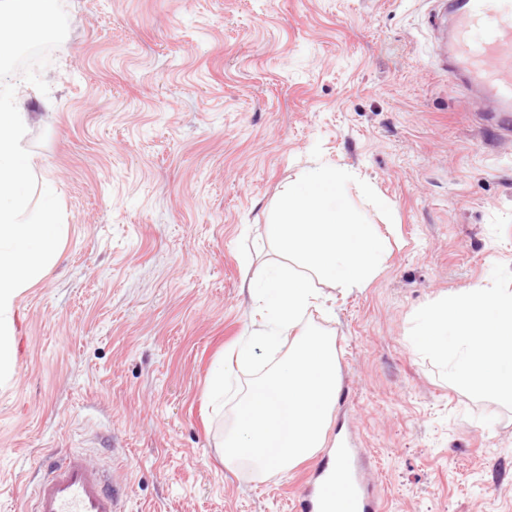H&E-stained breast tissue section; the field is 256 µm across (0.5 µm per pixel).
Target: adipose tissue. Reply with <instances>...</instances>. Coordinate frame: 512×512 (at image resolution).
<instances>
[{"label":"adipose tissue","mask_w":512,"mask_h":512,"mask_svg":"<svg viewBox=\"0 0 512 512\" xmlns=\"http://www.w3.org/2000/svg\"><path fill=\"white\" fill-rule=\"evenodd\" d=\"M419 345L452 364L454 381L512 404V291L464 288L429 308Z\"/></svg>","instance_id":"adipose-tissue-1"}]
</instances>
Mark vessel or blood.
<instances>
[{"label": "vessel or blood", "mask_w": 512, "mask_h": 512, "mask_svg": "<svg viewBox=\"0 0 512 512\" xmlns=\"http://www.w3.org/2000/svg\"><path fill=\"white\" fill-rule=\"evenodd\" d=\"M451 17L449 74L479 87L498 112H512V0H446ZM336 467L306 478L297 512H381L382 500L364 482L356 451H335ZM126 489L83 455L50 461L33 493L32 512H125Z\"/></svg>", "instance_id": "obj_1"}]
</instances>
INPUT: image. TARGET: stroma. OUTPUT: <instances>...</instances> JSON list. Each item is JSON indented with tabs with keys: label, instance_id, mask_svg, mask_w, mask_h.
<instances>
[{
	"label": "stroma",
	"instance_id": "obj_1",
	"mask_svg": "<svg viewBox=\"0 0 512 512\" xmlns=\"http://www.w3.org/2000/svg\"><path fill=\"white\" fill-rule=\"evenodd\" d=\"M64 5L49 94L13 78L22 144L68 232L16 303L0 512H31L47 461L70 452L127 486L126 512H293L317 458L226 468L233 409H213L209 383L262 321L238 245L278 261V194L318 161L392 210L350 188L385 260L352 292L321 284L305 317L336 342L327 447L360 448L384 512H512V406L454 387L417 346L443 297L512 289V132L441 68L439 0Z\"/></svg>",
	"mask_w": 512,
	"mask_h": 512
}]
</instances>
